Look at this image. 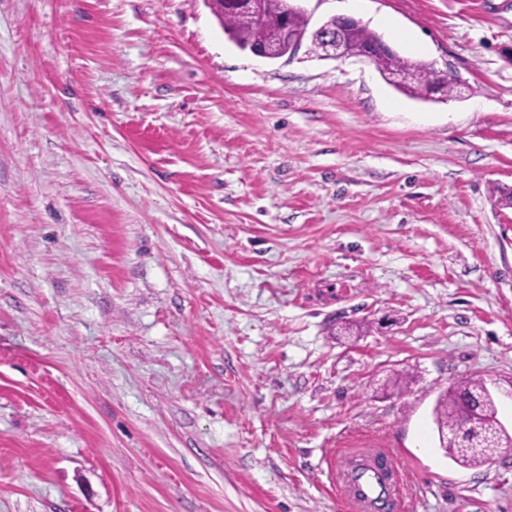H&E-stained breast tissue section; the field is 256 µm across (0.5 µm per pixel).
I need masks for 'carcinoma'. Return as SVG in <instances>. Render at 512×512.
<instances>
[{
	"label": "carcinoma",
	"instance_id": "carcinoma-1",
	"mask_svg": "<svg viewBox=\"0 0 512 512\" xmlns=\"http://www.w3.org/2000/svg\"><path fill=\"white\" fill-rule=\"evenodd\" d=\"M209 8L229 40L243 51H248L250 47L260 44L269 27L280 25L285 21L292 28H304L307 25V19L300 14H293L286 19L278 14H272L266 25L261 26L250 16L230 10L226 0H212ZM330 24L339 26L357 51L370 48L382 40L380 35L370 31L363 24L354 22L346 25L336 22L334 18L330 20ZM374 65L386 78L400 72L417 74L410 83L399 85V88L411 97L425 99L439 91L449 95L455 88V85L448 82V78L437 76L428 66L409 62L392 52L376 54ZM464 404L482 411L485 414L486 423L477 429L463 433L455 440L448 441L445 452L456 463L467 467L483 465L503 453L511 452L512 435L497 430L496 405L481 381L463 380L438 398L434 407L436 427L456 424L459 410Z\"/></svg>",
	"mask_w": 512,
	"mask_h": 512
}]
</instances>
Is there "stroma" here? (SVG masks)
Segmentation results:
<instances>
[{
    "instance_id": "stroma-1",
    "label": "stroma",
    "mask_w": 512,
    "mask_h": 512,
    "mask_svg": "<svg viewBox=\"0 0 512 512\" xmlns=\"http://www.w3.org/2000/svg\"><path fill=\"white\" fill-rule=\"evenodd\" d=\"M462 79L235 47L203 0H0V512H512V0H305ZM407 380L395 384L397 375ZM374 65L387 79L388 77L400 72H411L417 74V77L409 84L397 83L399 88L405 94L415 98L427 99L431 94L439 91L446 95L451 94L455 85L448 82V80L461 85V80L459 79L456 71L450 65L448 66V70H446L448 72V77H438L437 74L434 71L432 72L428 66L404 60L392 51L390 53H377L374 59ZM464 404L472 405L482 411L487 419L486 423L482 427L470 430L475 427L476 417L460 421L458 434L462 436L456 440H448V446L443 448L445 452L456 463L467 467L480 466L503 453H511L512 435L497 430V409L493 398L487 392L483 382L471 379L463 380L455 387L449 388L436 402L433 413L440 447H442L441 427L455 425L459 410ZM466 448H478V450L466 452ZM393 468L391 463L380 467L378 463L368 461H358L340 468V479L354 510L384 512L379 510L391 506L393 484L390 474Z\"/></svg>"
}]
</instances>
